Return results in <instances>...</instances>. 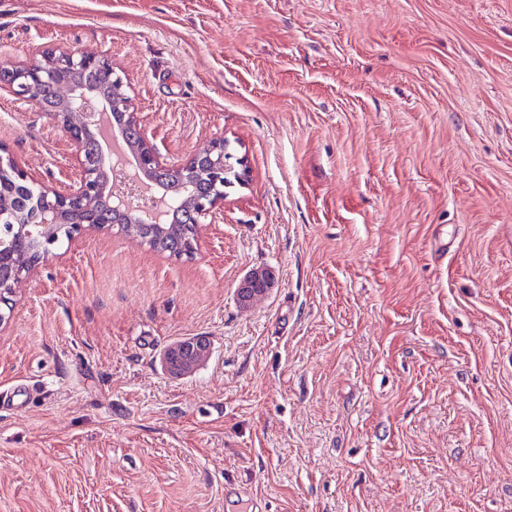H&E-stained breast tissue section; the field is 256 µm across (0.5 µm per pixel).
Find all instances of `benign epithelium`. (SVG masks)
<instances>
[{
    "mask_svg": "<svg viewBox=\"0 0 512 512\" xmlns=\"http://www.w3.org/2000/svg\"><path fill=\"white\" fill-rule=\"evenodd\" d=\"M105 73L113 91L98 83L79 79L67 86L60 110L44 112L54 126L62 129L73 147L78 177L57 185H42L28 176L13 156L0 143V225H9L11 244L0 241V325L8 321L7 312L13 308L17 286L31 271L45 262L51 246L62 240H72L87 230L115 228L142 245L155 243L168 246L173 256H192L197 249L201 224L207 217L216 218L224 211V175L232 171L224 160V140L191 153L182 162H165L149 142L138 115L128 82L117 73L107 56L78 50L44 49L28 61L0 68V90L16 95L23 102L41 108L40 91L56 84L65 74ZM111 121L113 143H122L132 155L137 170L154 183L169 174L192 179L198 173L209 176L210 189L197 194L196 207L186 216L185 233L175 244L166 239V225L155 214L133 203L134 193L123 194L121 204L112 208L111 219L94 224L83 216L95 210L98 202L110 200L112 191L120 189L115 183L112 160L106 156L99 134L103 117ZM26 247L27 265L16 269L12 255L18 245ZM272 273L261 278L256 273L244 277L237 290L238 302L250 305L269 293ZM211 351L209 340L189 337L176 342L163 354L162 367L178 376L202 364Z\"/></svg>",
    "mask_w": 512,
    "mask_h": 512,
    "instance_id": "obj_1",
    "label": "benign epithelium"
}]
</instances>
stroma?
<instances>
[{"label": "stroma", "mask_w": 512, "mask_h": 512, "mask_svg": "<svg viewBox=\"0 0 512 512\" xmlns=\"http://www.w3.org/2000/svg\"><path fill=\"white\" fill-rule=\"evenodd\" d=\"M48 48L250 174L191 259L93 230L21 283L0 512H512V0H0V65ZM0 143L77 175L5 91ZM273 285L272 273H266V278L261 275L250 273L244 277L237 290L238 302L242 306L250 305L255 299L265 296L269 293ZM211 351L209 340L204 337H189L176 342L161 358L162 367L178 376L202 364Z\"/></svg>", "instance_id": "1"}]
</instances>
